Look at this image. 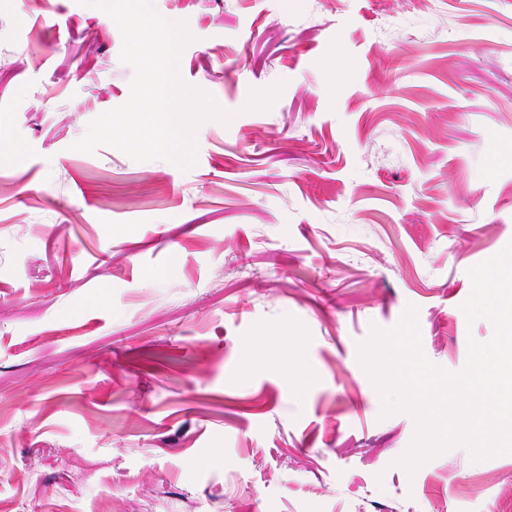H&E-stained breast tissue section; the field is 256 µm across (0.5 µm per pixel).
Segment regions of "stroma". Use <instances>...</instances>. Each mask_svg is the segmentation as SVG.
<instances>
[{
  "label": "stroma",
  "mask_w": 512,
  "mask_h": 512,
  "mask_svg": "<svg viewBox=\"0 0 512 512\" xmlns=\"http://www.w3.org/2000/svg\"><path fill=\"white\" fill-rule=\"evenodd\" d=\"M151 5L231 114L185 172L72 148L130 94L106 13L0 0V512H512V453L399 465L358 361L410 305L448 371L494 333L512 0Z\"/></svg>",
  "instance_id": "1"
}]
</instances>
